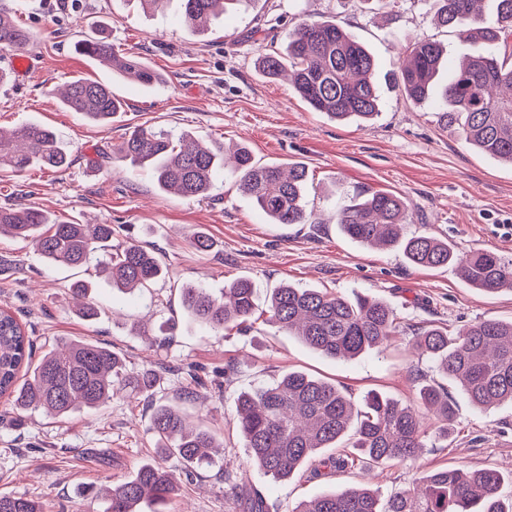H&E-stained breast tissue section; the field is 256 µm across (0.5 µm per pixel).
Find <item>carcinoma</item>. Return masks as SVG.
<instances>
[{
  "instance_id": "carcinoma-1",
  "label": "carcinoma",
  "mask_w": 512,
  "mask_h": 512,
  "mask_svg": "<svg viewBox=\"0 0 512 512\" xmlns=\"http://www.w3.org/2000/svg\"><path fill=\"white\" fill-rule=\"evenodd\" d=\"M186 23L202 29L216 10L243 0H179ZM476 0H434L439 26L454 29L464 40H482L486 50L468 57L444 88L439 108L459 137L480 152L512 164V0H490L492 10L476 25ZM31 39L15 11L0 0V49L19 48ZM284 50L265 54L258 68L270 78L288 73L299 97L314 111L345 121H369L379 114L374 82L376 61L350 38L334 19H304L283 34ZM82 54L144 87L160 75L135 57H121L101 35L76 43ZM409 58L397 74L403 98L416 104L430 99L444 48L430 40L410 41ZM61 104L95 123H108L123 104L100 82L77 79L61 93ZM112 156L133 167L149 169L161 191L183 197H206L216 175L231 168L240 189L273 224H310L304 204L306 167L257 162L244 145L232 154L219 142L204 145L185 133L141 127L112 146ZM71 160L56 134L25 124L0 136V166L15 171L31 167L64 171ZM408 221L404 199L382 191H366L343 208L337 224L344 236L364 246L398 249L413 266L458 267L465 283L487 293L512 289V261L490 251L458 254L448 242L432 236H402ZM30 241L49 264L82 267L93 263L106 272L112 287L132 292L164 275L153 252L128 243L112 245V225L58 220L38 208L0 207V237ZM184 309L213 332L241 327L256 304L252 283L237 279L216 296L205 288L181 291ZM268 320L331 358L353 359L382 346L401 333L392 307L369 296L332 295L317 288L282 284L267 304ZM416 349L426 354L447 377L457 381L478 407L512 403V321L481 320L455 335L443 327L416 332ZM33 340L14 316L0 309V395L11 398L17 411L42 409L69 416L97 409L118 387L130 386L145 398L154 397L155 373L131 375L123 356L85 339L57 344L32 360ZM420 408L404 405L378 392L364 396L359 409L336 385L292 371L275 383L241 392L236 400L238 427L249 460L277 480L313 464L316 468L365 470L419 457L430 437L426 418L436 420V433L448 435L455 410L448 390L424 385ZM150 429L162 455L183 466L185 479L215 463L210 449L221 447L206 426L189 428L175 407H155ZM350 438V447L323 457ZM228 497L242 512H279L257 490L230 477ZM179 482L156 462L142 463L130 478L103 489L105 512H170ZM501 475L493 469H439L424 473L415 485L396 492L381 505L370 489L325 493L290 512H512V498L500 494ZM0 512H49L46 503L25 496L0 494Z\"/></svg>"
}]
</instances>
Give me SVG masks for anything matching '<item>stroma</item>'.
Wrapping results in <instances>:
<instances>
[{"label": "stroma", "instance_id": "35a3bbf8", "mask_svg": "<svg viewBox=\"0 0 512 512\" xmlns=\"http://www.w3.org/2000/svg\"><path fill=\"white\" fill-rule=\"evenodd\" d=\"M18 22L32 34L19 49L0 50V128L29 122L50 127L68 151L62 172L0 167V207L26 204L61 220L111 225L113 244L137 242L154 250L164 277L132 294L113 290L96 270L42 260L32 246L0 238V307L9 308L34 339L35 353L58 340L86 338L114 347L128 372L155 370L156 401L203 421L222 446L214 466L183 482L172 512H240L224 494L233 475L258 489L282 512L334 490L367 486L381 498L441 468H490L512 474V405L483 410L413 349L414 331L437 324L456 332L480 320H512V292L488 294L469 287L454 266L413 267L400 251L377 250L343 236L342 207L362 190L388 191L408 207L405 235L447 240L457 250L484 249L512 260V165L466 144L443 119L436 98L466 56L483 45L459 40L434 21L433 0H243L213 19L205 31L184 22L176 0L142 9L137 0H10ZM333 18L377 61L378 116L367 124L336 122L310 109L287 82L264 77L259 54L282 49V31L301 18ZM103 25L116 52L159 72L152 88L113 76L74 43ZM268 25L270 33L256 32ZM411 40H432L446 62L426 102L402 99L398 59ZM30 62L27 75L12 71L15 58ZM86 77L110 85L123 110L107 125H93L65 109L55 90ZM184 132L205 141L248 146L260 163H299L308 171L310 224H272L243 195L231 173H219L210 195L186 198L158 190L148 171L106 158L136 127ZM213 248L198 252L197 229ZM249 279L258 310L273 288L299 287L387 302L403 332L387 346L357 358L331 359L289 336L266 317L247 331L215 333L190 320L180 290L195 285L219 295L225 284ZM92 285L89 301L101 315L80 319L71 298L76 281ZM174 325L158 333L161 322ZM303 371L330 381L354 402L376 391L409 405L420 381L447 389L455 409L448 439L430 438L422 455L372 472L276 480L250 464L239 433L240 391ZM151 403L124 392L98 411L66 418L40 411L17 418L0 396V493L47 502L51 512H102L86 497L127 479L146 460H160L150 430Z\"/></svg>", "mask_w": 512, "mask_h": 512}]
</instances>
